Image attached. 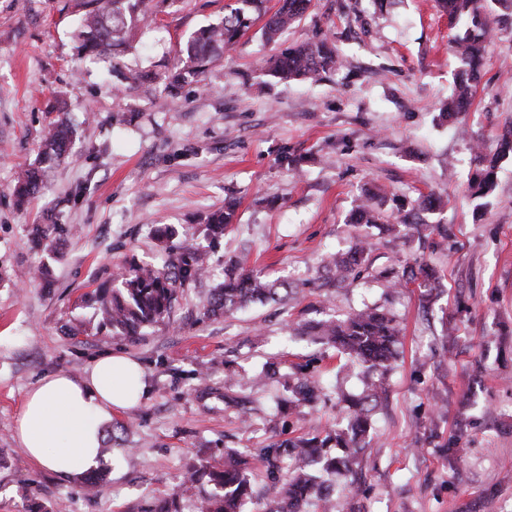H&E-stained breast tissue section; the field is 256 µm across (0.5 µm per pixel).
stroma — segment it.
Returning a JSON list of instances; mask_svg holds the SVG:
<instances>
[{
	"label": "stroma",
	"instance_id": "obj_1",
	"mask_svg": "<svg viewBox=\"0 0 512 512\" xmlns=\"http://www.w3.org/2000/svg\"><path fill=\"white\" fill-rule=\"evenodd\" d=\"M230 0H179L150 22L132 68L171 65L180 43L221 19ZM82 0H0V512H147L180 487L188 464L221 448L259 455L291 430L316 434L340 420V392L365 379L334 350L289 335L288 325L376 307L401 328L386 394L357 457L339 480L336 512H512V156L497 169L485 207L468 191L475 143L495 148L512 131V20L487 45L480 88L467 112L441 119L458 62L447 16L433 0H314L284 35L320 34L342 65L313 84L265 76L275 52L253 27L178 97L117 87L108 63L78 58L72 33ZM79 125L73 158L51 166L23 210L16 170L36 161L56 100ZM131 116L127 125L115 114ZM383 222L369 228L358 277L321 278V261L346 250L360 227L347 216L364 190ZM442 208L422 213L428 238H396L419 194ZM238 201L237 222L208 243L202 221ZM61 233L34 242V225ZM170 224L206 247L210 272L187 285L170 319L139 340L95 333L82 293L110 288L131 263L166 268L172 255L154 236ZM295 288L285 305L259 303L206 315L224 258ZM428 264L442 288L423 297L394 287L392 273ZM47 266L37 275L39 266ZM88 333L71 337L69 325ZM142 366L143 400L113 411L132 421L121 445L104 433L100 494L28 459L14 435L26 392L60 372L83 378L107 354ZM281 375L306 366L326 392L302 420L281 415L279 383L253 386L265 363ZM250 400L242 424L237 398ZM460 448L448 455L449 439Z\"/></svg>",
	"mask_w": 512,
	"mask_h": 512
}]
</instances>
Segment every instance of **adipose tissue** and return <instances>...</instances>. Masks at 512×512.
<instances>
[{
  "label": "adipose tissue",
  "mask_w": 512,
  "mask_h": 512,
  "mask_svg": "<svg viewBox=\"0 0 512 512\" xmlns=\"http://www.w3.org/2000/svg\"><path fill=\"white\" fill-rule=\"evenodd\" d=\"M140 364L122 354L96 359L83 378L44 375L26 395L15 421V438L30 458L61 477L95 468L102 426L113 410L145 396Z\"/></svg>",
  "instance_id": "1"
}]
</instances>
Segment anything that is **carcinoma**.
Returning a JSON list of instances; mask_svg holds the SVG:
<instances>
[{
    "mask_svg": "<svg viewBox=\"0 0 512 512\" xmlns=\"http://www.w3.org/2000/svg\"><path fill=\"white\" fill-rule=\"evenodd\" d=\"M177 0H85L75 38L77 54L112 61V69L122 84L151 87L162 84L169 91L199 82L210 67L223 59L262 16L266 40L275 42L281 33L300 22L312 0H277L274 11L266 0H234L217 23L198 29L177 52L174 62L162 73L123 69L119 58L135 48L137 30L151 17L164 13ZM439 11L458 26L449 49L459 62L454 87L443 111L448 116L465 112L472 104L483 78L486 42L492 37L499 17L512 16V0H435ZM339 55L326 37L314 36L290 44L266 59L261 71L279 80L319 82L336 71ZM56 115L45 127L37 161L20 171L14 188L15 203L24 206L39 189L45 168L71 157L77 129L70 122L65 102L59 100ZM512 152V137L502 138L495 150L479 149L477 167L469 182L471 196L481 199L495 184L499 162ZM237 203L224 202V209L209 214L204 221L210 243L224 237L236 220ZM352 224L371 226L382 223L381 212L367 202H360L349 215ZM161 241L175 250L170 268L160 270L136 263L122 273L119 286L101 288L81 297V306L92 307L99 315L97 329L112 336L137 340L144 330L170 317L178 299L179 288L204 275L209 261L207 250L192 245L174 244L178 231L173 227L155 229ZM367 241L359 238L350 249L324 261L330 280L345 282L359 274ZM294 294L286 281L268 279L245 267L242 258L229 256L224 261V281L213 289L207 315L219 317L250 303L281 302ZM400 328L393 317L378 308H367L345 319H326L297 323L294 336H310L315 342L346 355L368 371L382 377L396 359ZM281 407L288 415L318 403L324 396L321 382L303 372L282 385ZM382 381L372 380L358 395L342 398L348 416L345 426L276 441L261 449L259 460L272 477L274 495L265 512H303L312 501L331 503L329 485L319 473L341 476L351 470L350 449L359 447L372 429V413L382 399ZM332 448L343 449L333 455ZM288 458V469L281 472L279 461ZM251 459L226 449L186 468L183 489L189 490L205 481L210 490L196 498L200 512H243L251 496Z\"/></svg>",
    "mask_w": 512,
    "mask_h": 512,
    "instance_id": "obj_1",
    "label": "carcinoma"
}]
</instances>
